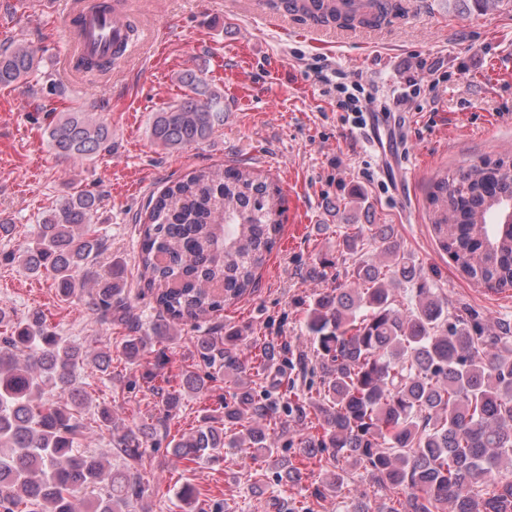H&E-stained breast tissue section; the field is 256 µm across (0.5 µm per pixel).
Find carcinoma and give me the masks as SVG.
Returning <instances> with one entry per match:
<instances>
[{
    "instance_id": "cac0c4a2",
    "label": "carcinoma",
    "mask_w": 512,
    "mask_h": 512,
    "mask_svg": "<svg viewBox=\"0 0 512 512\" xmlns=\"http://www.w3.org/2000/svg\"><path fill=\"white\" fill-rule=\"evenodd\" d=\"M312 2L318 23L364 22L337 15L324 0ZM124 51L125 44L114 43L109 58L82 66L107 71ZM40 63L22 40L0 48V90L31 82ZM177 80L183 97L153 113L149 126L150 139L169 152L207 141L224 124L221 91L192 70ZM47 119L56 158L92 161L112 153V125L85 106L52 109ZM101 202L88 189L65 193L27 247L8 259L50 277L64 297L92 283L90 309L103 323L134 332L124 267H96L108 250L107 237L92 224ZM283 203L277 184L235 166L195 171L150 199L138 266L156 303L155 330L174 339L175 325L197 324L195 356L223 369L233 393L222 417L206 414L195 429L172 437L168 422L183 395L205 386L197 369L184 370L179 387L158 390L162 428L141 424L112 435V453L125 461L120 467L87 444V398L76 376L86 350L60 336L42 312L15 321L0 304V325L9 326L0 332V512H79L81 494L92 495L86 512H134L146 494L136 465L164 439L172 457L189 462L216 458L226 446L248 448L285 483L301 477L294 460L326 454L371 472L396 494L378 512H439L445 504L451 512H512V326L485 336L466 309L448 320L445 301L390 224L345 225L338 247L358 257L351 280L318 293L307 315L322 377L318 399L291 406L299 419L311 407L324 434L299 438L291 457L279 454L276 404L252 386L248 372L275 365L288 351L264 340L258 354L245 357L238 332L215 336L199 322L253 288L282 233ZM430 203L440 247L462 272L498 291L512 288V223H503L512 203V159L437 174ZM368 240L378 244L381 262L360 257ZM394 281L416 289L415 308L396 306ZM144 352L143 337L124 338L127 362H139ZM92 364L112 377L110 349ZM346 480L338 466L324 486L339 492Z\"/></svg>"
}]
</instances>
